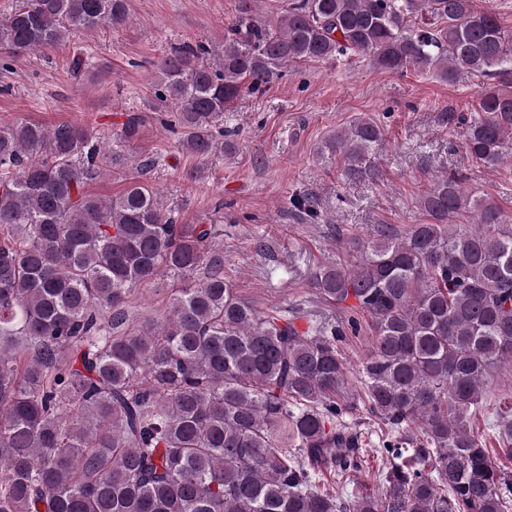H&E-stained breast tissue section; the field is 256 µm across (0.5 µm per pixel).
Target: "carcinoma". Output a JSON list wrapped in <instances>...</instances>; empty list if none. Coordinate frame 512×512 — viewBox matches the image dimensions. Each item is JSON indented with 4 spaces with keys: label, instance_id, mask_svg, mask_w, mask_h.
I'll list each match as a JSON object with an SVG mask.
<instances>
[{
    "label": "carcinoma",
    "instance_id": "cac0c4a2",
    "mask_svg": "<svg viewBox=\"0 0 512 512\" xmlns=\"http://www.w3.org/2000/svg\"><path fill=\"white\" fill-rule=\"evenodd\" d=\"M256 2L239 0L223 53L185 45L153 63L149 111L173 112L202 163L231 148L224 111L303 62L357 57L447 83L512 74V33L476 0H288L274 18ZM127 17V0H16L0 47L31 54ZM476 111L462 122L468 156L512 162V91L488 89ZM147 122L128 115L102 157L80 125L0 127V512H512V415L494 409L492 448L473 430L512 363V230L498 205L436 177L421 197L430 223L382 224L347 242L352 261L318 267L311 288L344 319L301 328L239 297L213 227L176 223L156 187L84 192ZM382 139L359 117L319 158L376 181ZM290 204L319 218L306 195ZM201 269L164 320L122 330L136 285ZM363 320L364 402L388 429L379 493L344 491L364 456L340 344Z\"/></svg>",
    "mask_w": 512,
    "mask_h": 512
}]
</instances>
